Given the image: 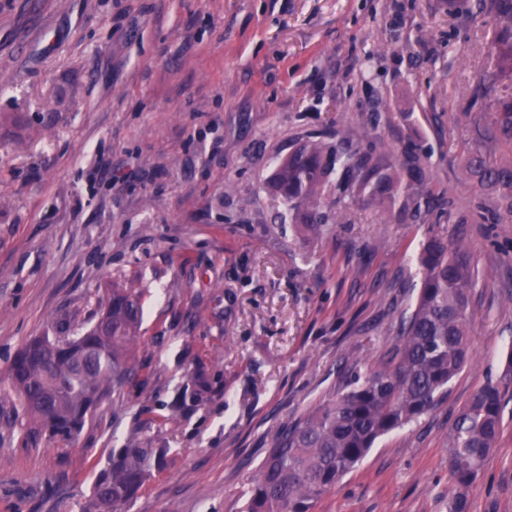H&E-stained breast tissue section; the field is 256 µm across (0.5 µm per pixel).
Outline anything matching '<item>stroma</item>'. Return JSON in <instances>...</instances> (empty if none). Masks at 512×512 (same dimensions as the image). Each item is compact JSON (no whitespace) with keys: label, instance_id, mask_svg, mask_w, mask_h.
Wrapping results in <instances>:
<instances>
[{"label":"stroma","instance_id":"obj_1","mask_svg":"<svg viewBox=\"0 0 512 512\" xmlns=\"http://www.w3.org/2000/svg\"><path fill=\"white\" fill-rule=\"evenodd\" d=\"M492 32L478 0H0V385L28 340L80 335L113 285L144 290L136 373L75 440L0 396V512H83L133 435L168 454L121 512H239L276 431L389 348L426 237L460 234L480 272L471 361L313 512H448L446 437L489 380L502 433L468 512H512V224H388L351 203L314 235L266 190L340 131L395 165L417 145L427 183L471 212L461 114L487 111ZM201 368L203 400L172 411Z\"/></svg>","mask_w":512,"mask_h":512}]
</instances>
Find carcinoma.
Listing matches in <instances>:
<instances>
[{
	"label": "carcinoma",
	"instance_id": "1",
	"mask_svg": "<svg viewBox=\"0 0 512 512\" xmlns=\"http://www.w3.org/2000/svg\"><path fill=\"white\" fill-rule=\"evenodd\" d=\"M495 20L488 53L500 70H512V0H481ZM474 97L489 101L492 116L475 125L478 147L464 149L465 169L475 186L494 196L491 207L477 206L473 220L491 214L495 224H512V95L497 94L494 78L477 84ZM336 144L311 141L283 159L270 179L272 194L311 233L328 224L346 222V210L331 217L320 195L335 170L344 167L342 192L363 204L380 199L386 221L421 218V204L408 202V178L423 184L419 156L405 155L391 169L374 150L363 153ZM483 145L508 155L487 162ZM423 271L417 300L409 315H400L396 338L366 371L347 369L336 396L305 414L275 436L242 497V512H312L314 503L363 461L383 436L427 414L447 392L448 384L471 357V290L479 271L462 238L427 240L419 257ZM141 292L133 285L111 289L108 311L112 336L102 339L96 328L81 336L56 340L64 351L54 355L50 339L26 343L10 367L11 389L35 429L70 440L85 427L89 413L111 390L135 371L132 351L142 317ZM206 389L203 373L178 393L173 407L196 400ZM504 393L488 381L462 407L448 431V512H468L469 494L485 460L496 448L503 424ZM166 451L147 448L135 437L101 469L87 512H119L155 471L164 467Z\"/></svg>",
	"mask_w": 512,
	"mask_h": 512
}]
</instances>
